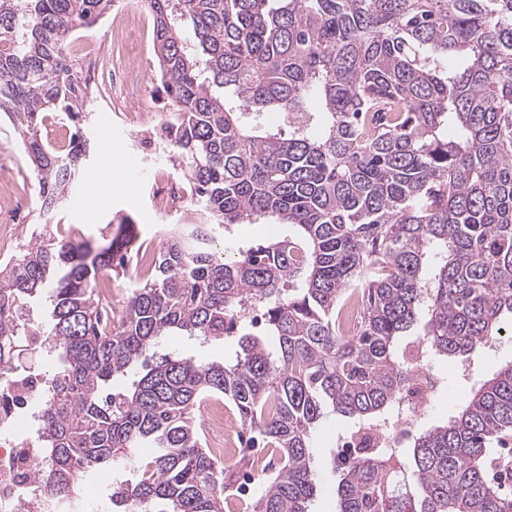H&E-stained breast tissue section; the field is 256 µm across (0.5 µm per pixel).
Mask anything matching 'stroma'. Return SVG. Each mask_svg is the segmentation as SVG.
<instances>
[{"mask_svg":"<svg viewBox=\"0 0 512 512\" xmlns=\"http://www.w3.org/2000/svg\"><path fill=\"white\" fill-rule=\"evenodd\" d=\"M145 0H115L109 13L82 35L92 43L91 51L76 47L73 56L87 73L95 101L102 104L99 112L88 114L83 127L90 147L84 174L71 186L66 200L48 224L49 231L62 235L81 234L99 237L110 220L128 217L139 226V239L146 247L160 250L166 243L170 225L196 224L201 216L194 203L158 217L154 210V191L167 181H182V172L174 167L167 153L155 151L144 142L143 135L129 120L136 112L155 113L157 120H169L164 92L155 79L154 37L134 34L133 20L127 12L131 4ZM112 146L111 167L101 166L103 144ZM8 163L15 172L18 191L32 189L33 177L23 155L18 136L11 124L0 122V164ZM105 177L112 193L105 198L93 194L90 175ZM238 349L236 337L211 344H200L182 337H170L161 347L162 353L194 356L207 362L233 358ZM512 360V326L506 327L500 347L471 360L465 372H458L453 360L437 359L435 371L441 375L452 397L489 377L502 363ZM342 420L330 417L321 421L314 435L313 467L317 490L309 505L310 512H336V484L340 471L334 459L342 450L336 437Z\"/></svg>","mask_w":512,"mask_h":512,"instance_id":"1","label":"stroma"}]
</instances>
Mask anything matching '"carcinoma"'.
Returning <instances> with one entry per match:
<instances>
[{
	"mask_svg": "<svg viewBox=\"0 0 512 512\" xmlns=\"http://www.w3.org/2000/svg\"><path fill=\"white\" fill-rule=\"evenodd\" d=\"M114 0H0V112L12 117L38 215L79 175L93 96L65 48ZM158 74L177 112L162 128L204 223L179 229L107 323L96 284L125 272L137 226L98 241L43 234L0 264V382L26 336L56 361L37 404L33 479L73 499L79 477L149 445L113 503L223 512L229 470L190 418L222 395L250 427L262 493L245 512H308L313 435L328 414L391 419L407 336L471 359L512 318V0H146ZM65 114L69 148L45 144ZM265 112H280L270 125ZM258 218L294 233L228 259L211 245ZM361 292L355 335L336 316ZM49 316L23 319L28 304ZM263 320L268 349L249 331ZM231 361L147 357L167 336H238ZM128 378L120 389L112 381ZM416 434L343 462L337 512H512V362Z\"/></svg>",
	"mask_w": 512,
	"mask_h": 512,
	"instance_id": "obj_1",
	"label": "carcinoma"
}]
</instances>
